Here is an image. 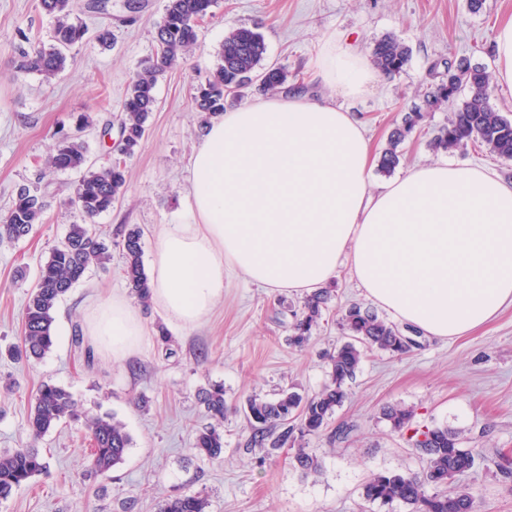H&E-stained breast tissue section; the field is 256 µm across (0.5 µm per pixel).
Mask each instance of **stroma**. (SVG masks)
<instances>
[{"mask_svg":"<svg viewBox=\"0 0 512 512\" xmlns=\"http://www.w3.org/2000/svg\"><path fill=\"white\" fill-rule=\"evenodd\" d=\"M86 2L73 0L76 12L90 29L111 26L112 46L72 47L65 71L47 81L20 71L18 64L20 51L48 44L52 19L39 0H0V213L24 184H39L47 202L41 224L26 238L0 242V451L27 441L30 404L46 381L67 388L83 409L114 415L131 446L121 464L95 474L86 467L89 432L83 421L61 422L38 444L47 469L0 500V512H158L164 500L193 493L208 498L209 512H406L402 505L369 503L362 496L372 474L416 472L422 466L408 435L392 432L384 419L390 406L412 409L418 428L459 432L488 458L500 449L512 451V306L463 337L422 335L405 355L367 353L327 429L308 440L322 471L307 476L294 467L290 449L249 446L244 407L254 396L271 398L286 389L311 396L322 388L327 356L346 339L339 327L345 309L372 305L349 271L328 283V307L311 343L298 349L289 338L302 296L273 293L233 274L209 319L184 329L169 323L155 305L131 297L119 247L122 230L139 227L143 260L151 262L163 225L187 223L186 165L205 126L191 86L214 69L229 28L262 22L267 63L300 75L309 98L327 93L313 74L324 43L353 47L367 58L384 36L403 41L411 50L406 71L378 78L352 103L378 153L403 111L422 105L448 62L466 58L492 66L495 32L512 16V0H483L477 13L469 0H217L199 27L196 45L160 78L157 107L128 164L126 191L97 220L111 247L110 263L90 266L57 304L51 352L15 362L5 352L20 339L39 264L69 225L81 220L68 203L78 173L49 169L45 161L60 133L70 131L81 114L89 121L82 138L91 163L101 165L114 150L104 127L120 115L132 77L154 54L155 25L168 0H140L139 12L131 16L125 0H106L98 12L85 11ZM452 116L449 105L433 112L402 144L394 173L373 169V185L445 160L484 167L512 181V161L486 146L432 150L430 140ZM22 267L27 277L20 280L16 271ZM115 293L128 297L146 327L142 346L123 362L96 349L86 334L91 309ZM161 324L172 337L171 347L158 340ZM215 382L223 383L227 406L224 453L209 461L195 456L191 444L203 423L198 393ZM460 481L474 488L481 512H512V485L496 476L488 460Z\"/></svg>","mask_w":512,"mask_h":512,"instance_id":"obj_1","label":"stroma"}]
</instances>
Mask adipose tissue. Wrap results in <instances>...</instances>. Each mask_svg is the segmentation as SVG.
Returning <instances> with one entry per match:
<instances>
[{"instance_id": "adipose-tissue-1", "label": "adipose tissue", "mask_w": 512, "mask_h": 512, "mask_svg": "<svg viewBox=\"0 0 512 512\" xmlns=\"http://www.w3.org/2000/svg\"><path fill=\"white\" fill-rule=\"evenodd\" d=\"M317 74L331 96L279 94L206 125L188 162L192 221L156 238V308L194 327L223 297L226 272L309 295L344 266L391 316L439 339L512 305V181L444 161L372 188L363 124L335 98L359 96L376 74L329 43ZM145 333L119 295L87 318L88 336L116 361Z\"/></svg>"}]
</instances>
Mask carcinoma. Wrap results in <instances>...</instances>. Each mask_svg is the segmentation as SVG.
I'll return each instance as SVG.
<instances>
[{
  "instance_id": "cac0c4a2",
  "label": "carcinoma",
  "mask_w": 512,
  "mask_h": 512,
  "mask_svg": "<svg viewBox=\"0 0 512 512\" xmlns=\"http://www.w3.org/2000/svg\"><path fill=\"white\" fill-rule=\"evenodd\" d=\"M40 5L54 20L51 44L32 55L20 50V68L48 80L65 69L68 49L87 42L88 26L74 16L72 0H40ZM214 5L215 0H168L156 26L155 56L135 74L127 89L117 157L98 169L88 167L80 123L75 132L62 136L56 152L48 159V165L58 171L82 172L69 205L80 211L83 223L69 225L64 239L40 264L24 309L21 345L12 350L14 356L40 360L50 352L58 301L83 279L90 266L104 268L110 261L108 245L97 234L95 219L112 210L125 192L127 161L144 138L146 120L156 107L159 76L171 67L178 53L195 45L198 27L212 13ZM265 54L266 44L259 27L240 26L229 30L216 67L193 86L196 111L208 117L221 114L228 101L240 99L243 91L254 85L261 92L301 91L302 86L288 84V72L283 68L262 65ZM409 58V47L393 36L378 40L372 48L373 65L384 77L400 74ZM463 90L468 95L448 125L439 129L431 142L432 149L449 152L477 141L497 156L512 160V116L490 105L491 76L486 67L473 65L466 59L448 63L446 77L427 95V108L433 112ZM424 119L418 108L404 113L381 151V171L391 173L400 165V145ZM45 208L44 195L39 189L20 188L11 207L0 215V241L27 237L33 226L41 223ZM120 245L127 286L146 304L151 285L143 264L140 228L124 230ZM329 300V292L323 289L305 298L303 310L292 324L289 338L292 346L302 349L309 345ZM341 329L348 341L328 356V381L314 396L304 397L283 390L275 399L254 396L247 400L245 414L253 432L252 444L260 447L268 444L272 448L289 446L294 449V466L305 474L321 470L318 457L306 448L305 439L322 433L336 409L348 398V385L356 377L365 353L379 350L403 355L418 346L415 339L396 325L357 306L342 315ZM199 402L209 423L196 432L193 449L202 459H218L224 452V385L215 383L199 392ZM80 415L69 390L49 382L40 385L27 416L32 443L0 452L1 500L47 469L48 462L35 441L64 419ZM82 416L93 439L89 468L95 473H105L123 461L131 437L124 425L109 414ZM383 416L392 431H412L410 440L421 459L422 470L373 474L363 486L364 500L402 504L408 512H479V501L472 487L460 484L450 491L447 487L458 477L475 471L484 460L482 452L464 447L461 434L444 426L425 429L413 426L415 414L411 409L391 406L384 409ZM208 508L205 497L185 494L164 501L159 512H208Z\"/></svg>"
}]
</instances>
